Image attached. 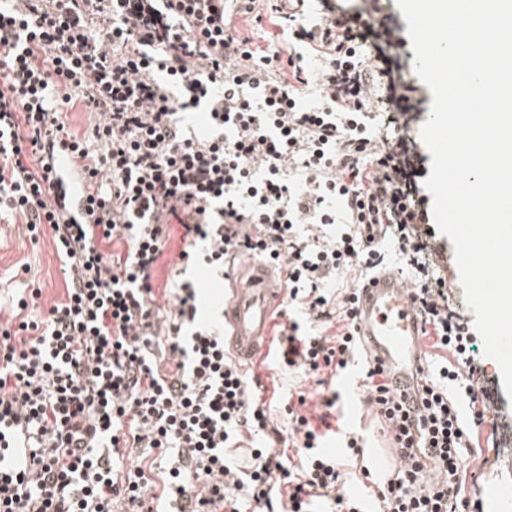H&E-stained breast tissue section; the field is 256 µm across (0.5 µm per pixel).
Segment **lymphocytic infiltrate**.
Segmentation results:
<instances>
[{"label":"lymphocytic infiltrate","mask_w":512,"mask_h":512,"mask_svg":"<svg viewBox=\"0 0 512 512\" xmlns=\"http://www.w3.org/2000/svg\"><path fill=\"white\" fill-rule=\"evenodd\" d=\"M270 2L232 17L224 0H0V222L24 224L35 243L51 236L66 283L48 306L24 289L0 323V512H154L171 498L179 512H271L279 482L288 512L324 497L335 512H483L461 462L490 398L476 391L473 329L449 303L426 158L410 135L367 124L376 108L393 126L429 109L428 87L392 54L407 25L393 0H317L312 26ZM242 18L280 28L281 50L254 45ZM311 88L318 104L302 108ZM200 106L207 130L178 124ZM74 108L93 116L90 135L70 129ZM174 222L180 282L161 303L152 278ZM383 238L398 246L429 347L447 357L427 369L418 411L366 371L400 464L360 497L342 492V461L364 460V437L345 436L343 459L323 451L329 389L359 345L357 290L332 285L382 266ZM246 254L282 270L277 363L323 396L317 411L302 392L286 408L296 464L254 448L241 474L225 448L238 431H269L267 403L222 332L198 321L185 274L220 280ZM295 308L324 333H305ZM125 448L143 454L126 465Z\"/></svg>","instance_id":"1"}]
</instances>
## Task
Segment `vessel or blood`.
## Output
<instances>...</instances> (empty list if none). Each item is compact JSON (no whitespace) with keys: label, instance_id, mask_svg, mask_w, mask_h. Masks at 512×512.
<instances>
[{"label":"vessel or blood","instance_id":"b4317fda","mask_svg":"<svg viewBox=\"0 0 512 512\" xmlns=\"http://www.w3.org/2000/svg\"><path fill=\"white\" fill-rule=\"evenodd\" d=\"M285 290L273 270L260 262H242L229 289H215L211 298L224 316V341L231 357L247 363L266 350L271 314ZM356 331L368 362L381 365L397 398L412 402L424 375L427 353L419 311L407 284L393 272L378 273L361 284Z\"/></svg>","mask_w":512,"mask_h":512}]
</instances>
